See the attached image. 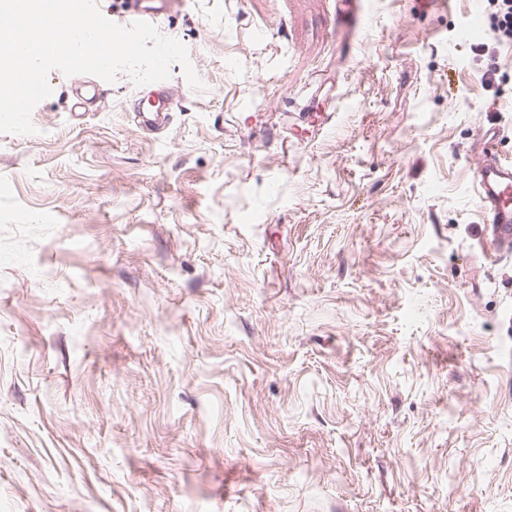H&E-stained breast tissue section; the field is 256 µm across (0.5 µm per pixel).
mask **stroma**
Returning <instances> with one entry per match:
<instances>
[{"mask_svg": "<svg viewBox=\"0 0 512 512\" xmlns=\"http://www.w3.org/2000/svg\"><path fill=\"white\" fill-rule=\"evenodd\" d=\"M488 14L180 0L160 136L149 85L50 72L0 134V512H512ZM174 104L173 91L162 86L157 98L153 100L151 98H139L133 102L132 108L140 126L161 131L166 129L169 124L170 112H173ZM480 162L474 170L477 203L492 242L500 250H512V162L503 161L483 136Z\"/></svg>", "mask_w": 512, "mask_h": 512, "instance_id": "1", "label": "stroma"}]
</instances>
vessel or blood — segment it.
Instances as JSON below:
<instances>
[{"instance_id":"1","label":"vessel or blood","mask_w":512,"mask_h":512,"mask_svg":"<svg viewBox=\"0 0 512 512\" xmlns=\"http://www.w3.org/2000/svg\"><path fill=\"white\" fill-rule=\"evenodd\" d=\"M177 0H126L123 16L126 22H153L172 12ZM174 94L161 88L157 98L137 99L133 103L140 126L161 131L167 128L174 108ZM481 158L474 170L477 203L484 221L489 224L492 241L501 250H512V162L503 161L490 142H483Z\"/></svg>"}]
</instances>
